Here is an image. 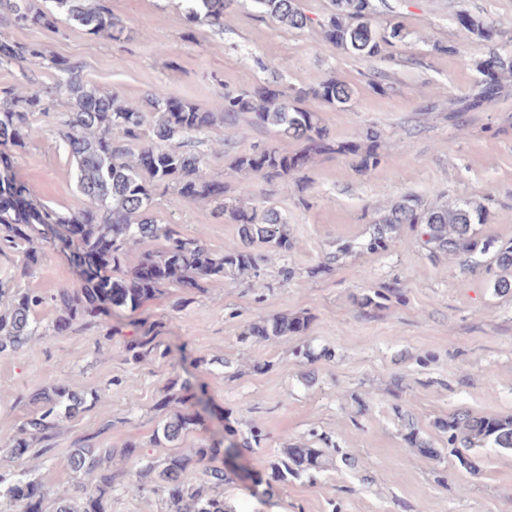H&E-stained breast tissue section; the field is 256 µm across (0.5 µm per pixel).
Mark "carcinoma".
<instances>
[{"label": "carcinoma", "instance_id": "obj_1", "mask_svg": "<svg viewBox=\"0 0 512 512\" xmlns=\"http://www.w3.org/2000/svg\"><path fill=\"white\" fill-rule=\"evenodd\" d=\"M51 7L37 9L32 0H0V13L13 16L18 23L37 24L55 32L65 19L92 35H105L118 41L124 28L112 16L108 0H48ZM186 21L193 25L223 24L224 11L235 0H179ZM260 16L282 27L302 29L308 18L297 0H251ZM333 12L322 24L326 43L363 58L381 53V46L402 38V29L393 24L380 30L372 18L369 0H332ZM459 23L478 42H489L499 29L469 15L458 16ZM44 56L37 44H22L0 36V67L7 68L28 58ZM57 80L45 89L33 88L17 93L0 90V245L21 249L26 276L39 264L38 244H63L82 264L81 283L77 288L46 294L30 289L13 292L8 314L0 316V353L19 350L37 331L36 312L50 302L60 314L54 325L58 333H67L86 325L105 328L104 340L121 338L125 360L140 363L152 356L162 358L166 351L156 342L154 324L146 320L129 323L132 332L124 333L110 322L112 313H132L149 300L170 291L179 293L173 306H181L189 296L203 295L208 285L226 276H260L263 255L259 248H270L286 257L296 241L288 231L287 221L268 198H241L230 194L221 181L209 178L206 163L187 149L191 138L214 127L234 123L243 113L255 122L271 127L284 138L302 145L300 151L287 154L275 145H265L237 155L232 167L271 183L288 181L305 169L315 155L342 154L354 157L361 172L376 168L381 135L372 128L359 131L353 139L338 141L322 123L318 107L346 106L353 88L334 77L294 90L288 95L270 83H261L224 95V111L208 112L195 103L177 99L159 87L146 98V107L128 104L112 94H103L83 80L82 67L67 59H50ZM485 76L479 91L468 99L477 110L496 97L501 89L500 75L512 74V57L498 52L486 59L471 60ZM67 95L72 105L58 135L75 161L76 189L79 203L58 210L34 200L32 187L13 175L10 151L25 147L33 134L31 117L48 114L57 95ZM173 190L185 201L213 204L212 215L226 224L238 226L240 242L213 252L202 235L188 236L178 224H160L153 216L157 191ZM489 208L483 202L462 200L454 205L430 206L420 199L404 196L370 227L359 249L368 253L386 252L396 246L397 232L407 224L417 232L422 245L434 258L453 253L463 258V265L476 264V255L487 257V267H496L503 275L494 281L498 295L512 293V242L495 244L480 240L475 225L488 221ZM158 247L139 250L145 241ZM139 251L137 262L130 255ZM403 290L395 285L367 289L354 297L366 311L385 307L391 298L399 299ZM310 318L303 315L259 317L243 330L239 341H268L283 336H299ZM192 395L184 385L173 382L158 402L166 407L177 401L185 404ZM31 417L20 429L9 451L10 458H21L31 450L36 435L46 436L60 424L78 417L86 410L85 398L75 391L71 381L59 380L32 395ZM199 425L198 417L178 411L156 431L153 443L161 447L176 444ZM247 436L241 447L255 448L266 434L261 425L246 423ZM435 428L445 436L444 447L436 448L423 435L412 418L405 421V440L421 454L439 459L443 452L455 458L460 470L478 472L480 448L512 451V414L476 416L457 411ZM135 462V469L113 465L116 459ZM224 450L219 441L202 440L187 452H174L157 459L130 439L114 448L105 442L82 440L59 465L91 477L87 485L75 487L72 495L55 500L53 512H110L112 496H163L166 512H226L224 483L229 474L219 460ZM328 460L320 448L293 442L283 446L281 455L269 466L267 490L286 485L290 479L311 478L326 468ZM199 470L206 484H194L189 473ZM47 492L37 481L16 474L11 479L0 474V499L13 512H44Z\"/></svg>", "mask_w": 512, "mask_h": 512}]
</instances>
